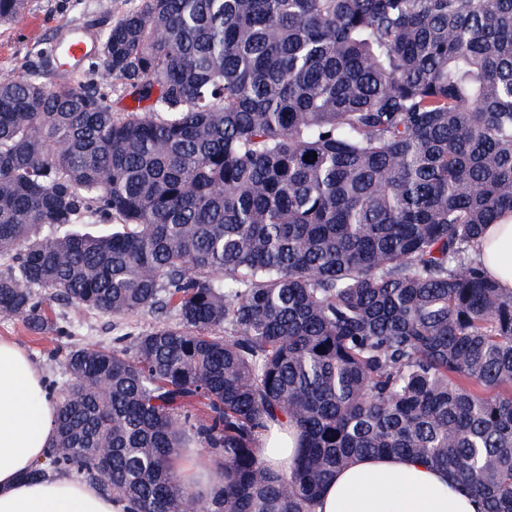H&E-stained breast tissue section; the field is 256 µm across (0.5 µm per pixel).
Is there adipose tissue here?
<instances>
[{"label": "adipose tissue", "mask_w": 512, "mask_h": 512, "mask_svg": "<svg viewBox=\"0 0 512 512\" xmlns=\"http://www.w3.org/2000/svg\"><path fill=\"white\" fill-rule=\"evenodd\" d=\"M485 272L512 291V212L487 225L475 246ZM55 406L39 366L17 344L0 338V512H120L91 482L68 475L32 477L54 433ZM299 432L272 426L259 437L272 472L296 458ZM316 512H480L462 484L424 460L364 456L337 471Z\"/></svg>", "instance_id": "adipose-tissue-1"}]
</instances>
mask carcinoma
<instances>
[{
	"mask_svg": "<svg viewBox=\"0 0 512 512\" xmlns=\"http://www.w3.org/2000/svg\"><path fill=\"white\" fill-rule=\"evenodd\" d=\"M26 0H0V24ZM92 78L0 82V316L175 320L64 350L35 476L126 512H314L354 457L421 458L512 512V0H140ZM112 222L91 234L82 221ZM300 431L274 476L270 423ZM202 446L209 501L173 471ZM91 77H94L97 82L108 90L114 108L123 109L137 105V103L133 102L132 98L124 91L119 80L111 79L101 71L97 70L93 72ZM475 257L501 288L512 291V212L486 226L475 246Z\"/></svg>",
	"mask_w": 512,
	"mask_h": 512,
	"instance_id": "cac0c4a2",
	"label": "carcinoma"
}]
</instances>
